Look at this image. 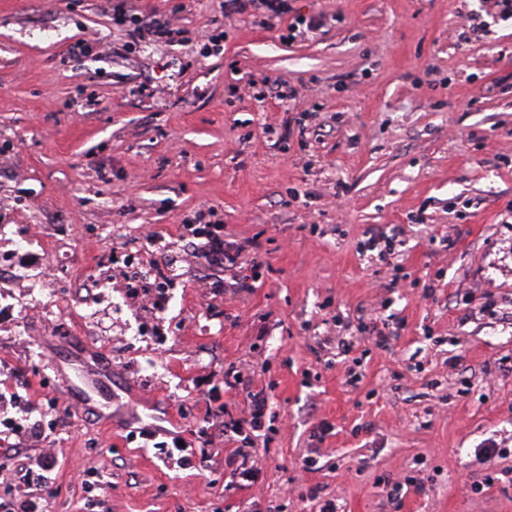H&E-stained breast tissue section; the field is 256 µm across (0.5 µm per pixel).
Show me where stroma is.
<instances>
[{
	"mask_svg": "<svg viewBox=\"0 0 512 512\" xmlns=\"http://www.w3.org/2000/svg\"><path fill=\"white\" fill-rule=\"evenodd\" d=\"M222 2L130 0L187 30L171 46L115 24L113 0H0V422L28 429L0 439V504L47 452L39 512H311L316 485L343 512H512V23L481 0H288L321 22L300 38ZM198 224L255 239L263 266L231 278L194 254ZM396 224L400 251L370 262ZM157 266L159 310L124 286ZM359 316L387 347L316 354ZM231 364L268 397L245 488L224 466V419L247 409ZM77 366L111 370V409L60 394ZM144 426L209 461L181 468ZM403 229L394 226L389 230L372 232L362 246V252H376L381 261H388L389 257L395 254L397 243L402 242L399 238L403 235ZM370 254V255H371Z\"/></svg>",
	"mask_w": 512,
	"mask_h": 512,
	"instance_id": "obj_1",
	"label": "stroma"
}]
</instances>
